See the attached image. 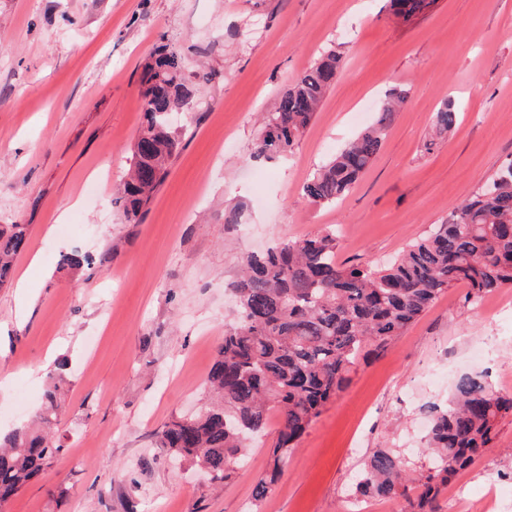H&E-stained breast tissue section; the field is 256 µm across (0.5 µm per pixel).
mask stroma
<instances>
[{"mask_svg":"<svg viewBox=\"0 0 512 512\" xmlns=\"http://www.w3.org/2000/svg\"><path fill=\"white\" fill-rule=\"evenodd\" d=\"M510 30L512 0H435L407 23L385 0H0V224L32 227L14 267L30 299L0 288V410L25 395L20 421L37 428L45 384L68 362L53 428L64 453L8 512H401L399 500L356 504L364 463L389 448L424 464L432 410L458 374L512 394V287L491 315L465 286L450 288L384 351L364 353L262 502L253 490L268 443L224 484L157 447L156 433L208 406L204 381L238 317L231 285L246 254L331 228L341 261H386L512 157ZM163 44L180 48L187 74L212 78L130 224L87 190L124 176L141 63ZM331 47L344 69L310 126L286 155H256L261 115ZM397 90L406 103L354 188L333 205L306 201L304 185ZM446 101L458 124L437 140ZM74 251L94 266L61 272ZM496 475L512 485V417L451 485L479 497Z\"/></svg>","mask_w":512,"mask_h":512,"instance_id":"stroma-1","label":"stroma"}]
</instances>
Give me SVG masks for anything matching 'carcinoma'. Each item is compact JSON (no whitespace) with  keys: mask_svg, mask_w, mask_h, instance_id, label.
I'll return each mask as SVG.
<instances>
[{"mask_svg":"<svg viewBox=\"0 0 512 512\" xmlns=\"http://www.w3.org/2000/svg\"><path fill=\"white\" fill-rule=\"evenodd\" d=\"M431 0H390L393 15L408 21ZM343 68L328 50L310 65L263 116L257 154L292 149L306 131ZM210 73L186 76L174 45H162L144 64L143 121L133 146L128 179L118 189L127 221L136 223L166 179L182 141L170 116L190 111L196 86ZM404 102L395 93L376 122L364 129L304 187L311 203L331 204L359 181L381 149ZM457 123L448 102L436 112L435 134ZM30 225L0 224V287L13 276V261L27 245ZM336 231L283 239L244 258L234 285L239 316L225 330L205 387L222 403L166 423L158 444L200 466L214 482L230 481L251 442L273 435V466L262 474L254 498L262 501L278 481L281 464L322 408L349 382L366 348L385 349L448 289L463 283L479 299L512 287V158L469 200L384 268L338 260ZM92 264L88 255L64 254L62 270ZM62 379H52L39 412L42 431L24 427L0 436V512L39 478L63 448L50 438L61 412ZM512 415V397L496 394L480 375L463 374L447 407L434 411L424 453L428 465L408 471L402 459L378 448L365 462L356 496L406 502L404 512H439V496L455 474L491 447L499 421Z\"/></svg>","mask_w":512,"mask_h":512,"instance_id":"cac0c4a2","label":"carcinoma"}]
</instances>
